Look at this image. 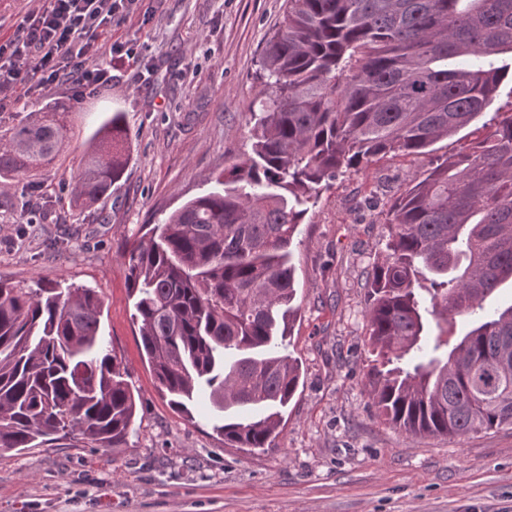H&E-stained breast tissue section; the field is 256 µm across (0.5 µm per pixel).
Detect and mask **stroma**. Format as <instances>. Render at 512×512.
<instances>
[{
    "instance_id": "obj_1",
    "label": "stroma",
    "mask_w": 512,
    "mask_h": 512,
    "mask_svg": "<svg viewBox=\"0 0 512 512\" xmlns=\"http://www.w3.org/2000/svg\"><path fill=\"white\" fill-rule=\"evenodd\" d=\"M286 9L287 0H137L112 25L131 54L114 63L111 84L83 97L56 85L0 112L4 131L61 104L71 128L50 165L0 188V279L97 289L100 333L139 392L126 447L74 436L0 449V512H512V430L409 436L378 420L362 392L366 270L387 239L385 212L426 157L338 176L301 225L289 350L302 376L272 447H225L208 399L185 419L142 357L124 245L249 151L260 59ZM114 112L127 131L124 174L95 206L73 207L68 185Z\"/></svg>"
}]
</instances>
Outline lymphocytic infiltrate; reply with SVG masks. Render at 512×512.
<instances>
[{
  "instance_id": "f902f5d3",
  "label": "lymphocytic infiltrate",
  "mask_w": 512,
  "mask_h": 512,
  "mask_svg": "<svg viewBox=\"0 0 512 512\" xmlns=\"http://www.w3.org/2000/svg\"><path fill=\"white\" fill-rule=\"evenodd\" d=\"M134 2L40 0L13 36L0 42V112L56 83H73L81 96L111 83V66L97 59L105 51L121 58V45L111 40L112 22Z\"/></svg>"
}]
</instances>
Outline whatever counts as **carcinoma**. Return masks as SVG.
I'll use <instances>...</instances> for the list:
<instances>
[{
    "instance_id": "obj_1",
    "label": "carcinoma",
    "mask_w": 512,
    "mask_h": 512,
    "mask_svg": "<svg viewBox=\"0 0 512 512\" xmlns=\"http://www.w3.org/2000/svg\"><path fill=\"white\" fill-rule=\"evenodd\" d=\"M269 79L250 152L140 236L123 256L144 359L170 404L202 395L235 448H265L301 372L287 352L300 312L299 226L340 173L389 155H429L485 114L512 83V0H288L267 38ZM66 107L0 134V177L56 159ZM435 157L385 214L384 250L366 272L364 392L384 423L460 439L512 426V111ZM126 129L112 113L70 187L89 207L120 177ZM94 288L0 280V448L78 434L122 448L136 398L99 335ZM470 329L451 349L448 324Z\"/></svg>"
}]
</instances>
